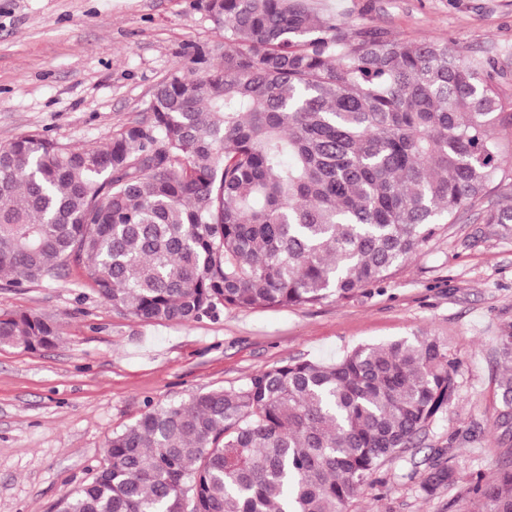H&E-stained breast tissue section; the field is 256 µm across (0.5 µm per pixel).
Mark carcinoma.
<instances>
[{
    "label": "carcinoma",
    "instance_id": "obj_1",
    "mask_svg": "<svg viewBox=\"0 0 512 512\" xmlns=\"http://www.w3.org/2000/svg\"><path fill=\"white\" fill-rule=\"evenodd\" d=\"M223 61L174 72L150 122L105 147L31 133L0 145V280L63 277L146 323L220 307L348 301L380 287L502 171L495 62L443 40L352 27L307 0H207ZM485 224H512V198ZM59 325L1 312L0 345L48 348ZM497 425L512 440V322L499 328ZM457 362L423 334L293 360L112 433L58 512H344L452 401ZM457 481L434 451L422 484ZM475 512H512V467L470 482Z\"/></svg>",
    "mask_w": 512,
    "mask_h": 512
}]
</instances>
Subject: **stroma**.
Segmentation results:
<instances>
[{
	"instance_id": "obj_1",
	"label": "stroma",
	"mask_w": 512,
	"mask_h": 512,
	"mask_svg": "<svg viewBox=\"0 0 512 512\" xmlns=\"http://www.w3.org/2000/svg\"><path fill=\"white\" fill-rule=\"evenodd\" d=\"M206 0H0V144L38 133L71 147L103 146L145 123L155 86L189 70L197 51L221 61L224 33ZM318 13L435 38L512 75V0H313ZM382 290L342 302L222 308L189 323H144L88 285L82 265L61 280H0V312L53 318L48 349L0 346V512H57L61 497L104 465L112 433L144 412L214 389L241 387L290 360L332 361L361 344L427 334L459 363L454 400L421 444L386 461L346 512H471L472 474L497 479L512 442L496 427L497 327L512 321V224L484 211L512 197V159ZM443 448L457 482L425 496L424 459Z\"/></svg>"
}]
</instances>
